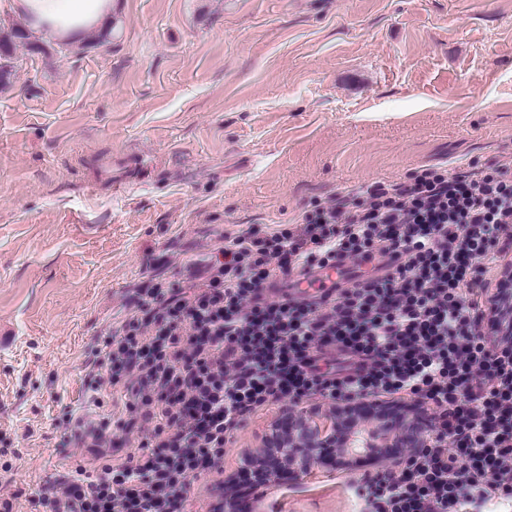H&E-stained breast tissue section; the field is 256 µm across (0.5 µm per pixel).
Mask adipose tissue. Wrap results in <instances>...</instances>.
<instances>
[{"mask_svg": "<svg viewBox=\"0 0 512 512\" xmlns=\"http://www.w3.org/2000/svg\"><path fill=\"white\" fill-rule=\"evenodd\" d=\"M11 8L46 39L76 40L112 15V0H11Z\"/></svg>", "mask_w": 512, "mask_h": 512, "instance_id": "ef3b65f1", "label": "adipose tissue"}]
</instances>
